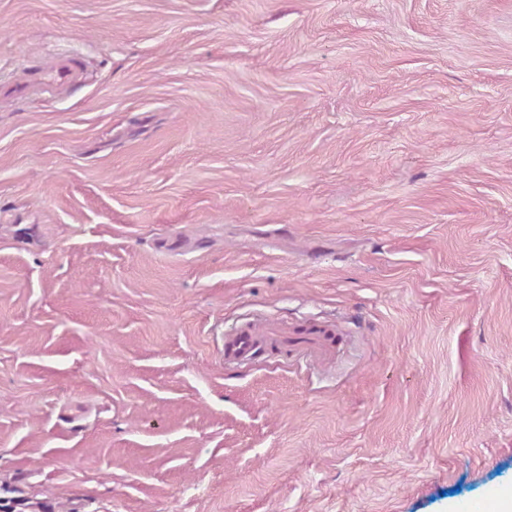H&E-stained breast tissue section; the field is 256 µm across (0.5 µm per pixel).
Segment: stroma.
Wrapping results in <instances>:
<instances>
[{"label":"stroma","instance_id":"1","mask_svg":"<svg viewBox=\"0 0 512 512\" xmlns=\"http://www.w3.org/2000/svg\"><path fill=\"white\" fill-rule=\"evenodd\" d=\"M0 489L46 512L512 506V0H0ZM308 343L250 364L224 339ZM81 71L79 66L71 60H59L53 64L49 78L56 83L72 85L79 81ZM281 336H288V329L280 325H267L261 332L250 327L229 336L224 345V355L237 360H251L259 350Z\"/></svg>","mask_w":512,"mask_h":512}]
</instances>
